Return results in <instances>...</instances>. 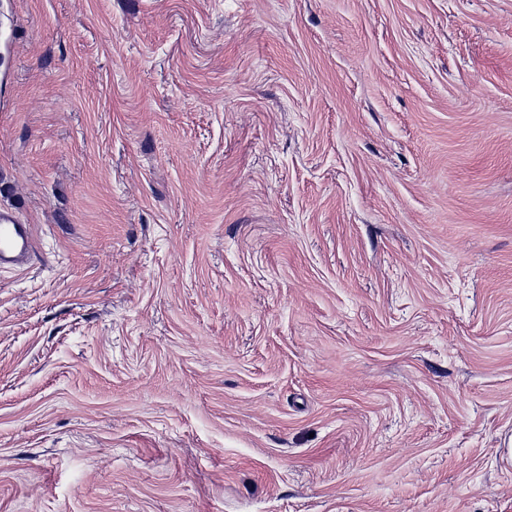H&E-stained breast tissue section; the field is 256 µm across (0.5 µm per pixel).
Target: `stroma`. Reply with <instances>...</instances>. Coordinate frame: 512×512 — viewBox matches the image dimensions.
<instances>
[{"label":"stroma","instance_id":"35a3bbf8","mask_svg":"<svg viewBox=\"0 0 512 512\" xmlns=\"http://www.w3.org/2000/svg\"><path fill=\"white\" fill-rule=\"evenodd\" d=\"M0 512H512V0H0ZM36 248L31 224H21L12 211L0 210V267H21Z\"/></svg>","mask_w":512,"mask_h":512}]
</instances>
